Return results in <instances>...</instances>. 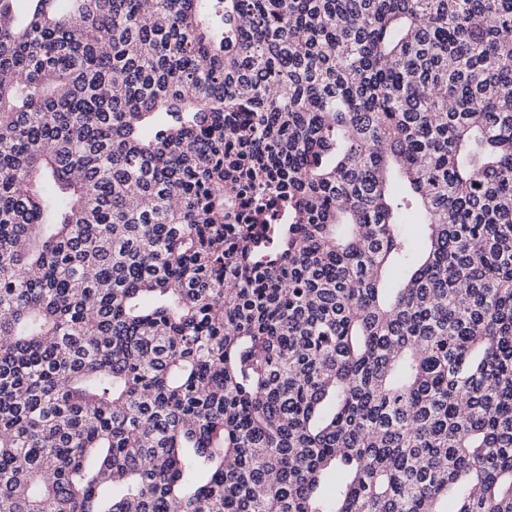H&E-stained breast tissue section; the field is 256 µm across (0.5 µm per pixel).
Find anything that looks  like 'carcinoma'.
Listing matches in <instances>:
<instances>
[{
  "instance_id": "carcinoma-1",
  "label": "carcinoma",
  "mask_w": 512,
  "mask_h": 512,
  "mask_svg": "<svg viewBox=\"0 0 512 512\" xmlns=\"http://www.w3.org/2000/svg\"><path fill=\"white\" fill-rule=\"evenodd\" d=\"M14 2L0 512H512V0Z\"/></svg>"
}]
</instances>
